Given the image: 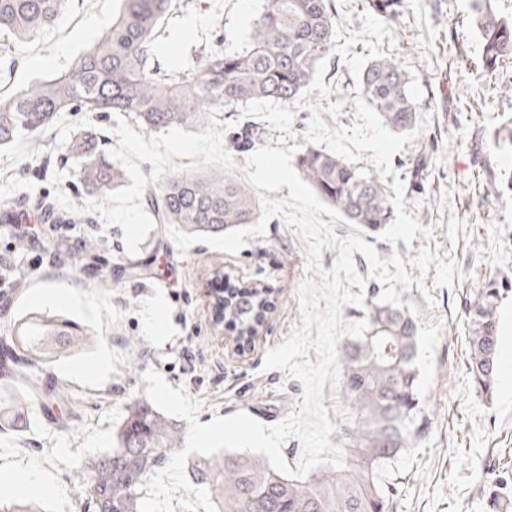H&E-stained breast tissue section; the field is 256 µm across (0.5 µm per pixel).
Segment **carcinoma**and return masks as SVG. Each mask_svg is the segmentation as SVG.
Wrapping results in <instances>:
<instances>
[{
	"instance_id": "carcinoma-1",
	"label": "carcinoma",
	"mask_w": 512,
	"mask_h": 512,
	"mask_svg": "<svg viewBox=\"0 0 512 512\" xmlns=\"http://www.w3.org/2000/svg\"><path fill=\"white\" fill-rule=\"evenodd\" d=\"M69 0H0V36L18 47L54 25ZM175 0H120L112 27L92 43L67 72L37 79L0 95V148L32 140L66 112H124L147 132L176 126L203 127L209 112H236L256 100L294 103L311 83L316 65L334 46L336 16L331 0H266L255 19L249 48L215 50L164 72L156 38ZM367 9L393 27L406 0H366ZM471 25L480 43V66L491 76L512 60V18L491 0H472ZM362 92L383 123L396 132L417 127L420 111L409 79L394 57L372 60L362 74ZM94 130L76 138V180L101 198L125 179L121 167L97 152ZM306 183L334 205L350 224L375 231L393 220L389 193L378 175L338 155L308 148L296 158ZM159 224H178L186 233L221 234L254 224L260 202L244 184L221 169L206 175L170 174L146 195ZM102 239L83 240L80 253L97 258ZM512 283L491 279L465 301L469 374L479 392L489 393L498 373L497 308ZM263 301L250 289L226 290L224 320L244 336L261 317ZM369 328L342 345V385L353 403L343 465L304 478L275 471L248 454L198 456L194 483L208 488L217 512H394L399 481L390 480L398 457L414 445L425 420L417 419L418 326L403 307L370 302ZM11 344L0 346L3 367L0 422L16 426L37 403L75 416V397L65 383L42 385L29 375L37 364L74 353L93 336L75 321L30 314L14 322ZM183 443L182 428L149 400L125 406L115 446L89 460L77 475V495L95 512H139L142 485Z\"/></svg>"
}]
</instances>
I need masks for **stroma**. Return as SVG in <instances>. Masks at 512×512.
<instances>
[{
	"label": "stroma",
	"mask_w": 512,
	"mask_h": 512,
	"mask_svg": "<svg viewBox=\"0 0 512 512\" xmlns=\"http://www.w3.org/2000/svg\"><path fill=\"white\" fill-rule=\"evenodd\" d=\"M471 0H407L393 29V42H382L385 56L395 57L412 81L421 115L430 123L413 142L392 158L404 185L406 214L425 232L412 244L389 243L363 232L380 258L399 253L418 256L422 247L439 257H453L459 274L452 285H437L433 275L423 287L402 292V301L420 310L418 324V392L428 428L418 444L403 453L398 469L405 485L396 512H491L498 501L512 512V485L497 481L502 459L512 458V387L496 380L491 393L477 392L467 372V294L491 278L512 279V191L501 180L512 156L494 144V132L512 122V61L496 76L479 67L480 44L470 25ZM119 0H72L57 24L20 48L6 52L0 68V93L9 94L33 79L69 70L119 11ZM264 0H190L170 15L160 29L162 66L196 60L201 49L236 53L250 43L253 21ZM332 92L329 102H342L339 124L352 126L357 96L355 80L340 55L327 61L323 77ZM311 113L273 101L218 113L219 121L250 125V149H286L304 144ZM115 114L68 112L40 142H22L0 149V201L7 203L13 223L0 224V258L12 272L0 292L10 299L7 317H0V336L10 317L42 311L36 292L61 288L75 305H57L56 314L70 318L96 335L95 343L47 367L36 369L41 383L59 379L76 393L77 421L32 406L23 429H0V474L29 479L48 475L55 492L41 496L44 512H93L77 499L73 483L85 461L112 446L124 408L144 397L142 375L158 371L203 406L197 416L206 424L214 417L259 410L277 423L302 401L303 385L280 370H265L268 349L284 342L301 322L298 292L305 276L306 245L281 218H272L264 235L251 236L238 253L228 254L198 243L179 253L165 225H156L140 245L138 256L125 252L120 226H104L99 215L80 224H58L47 236L33 235L22 217L37 218L42 203H54L56 192L74 198L79 186L72 174L71 144L77 134L95 127L99 149L108 152L118 139ZM250 149L234 152L240 170ZM427 165L416 191L412 172L419 158ZM103 240L100 266L82 269L79 245L88 235ZM24 249H17V239ZM115 283L99 288L101 275ZM272 292L275 305L267 313L250 349L237 353L234 334L217 317L212 292L223 279ZM163 306L161 331L148 319ZM108 365H101V358Z\"/></svg>",
	"instance_id": "35a3bbf8"
}]
</instances>
